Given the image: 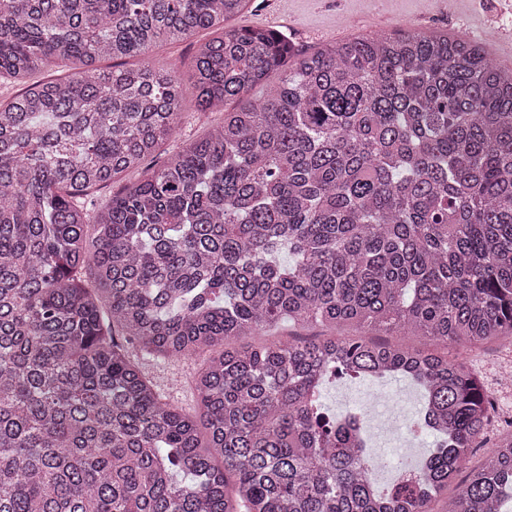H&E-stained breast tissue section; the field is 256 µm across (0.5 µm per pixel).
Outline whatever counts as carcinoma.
Listing matches in <instances>:
<instances>
[{
  "label": "carcinoma",
  "mask_w": 512,
  "mask_h": 512,
  "mask_svg": "<svg viewBox=\"0 0 512 512\" xmlns=\"http://www.w3.org/2000/svg\"><path fill=\"white\" fill-rule=\"evenodd\" d=\"M248 2L0 0V78L23 85L0 104V512H433L450 489L448 512H500L512 431L454 483L490 395L459 358L387 337L512 343V70L430 31L300 56L224 27ZM209 29L194 108H240L90 221L89 192L181 123L150 52ZM55 59L74 73L34 78ZM284 322L331 335L235 345ZM132 346L215 351L195 414ZM331 371L425 389L410 428L442 441L388 492L361 467V413L323 412Z\"/></svg>",
  "instance_id": "carcinoma-1"
}]
</instances>
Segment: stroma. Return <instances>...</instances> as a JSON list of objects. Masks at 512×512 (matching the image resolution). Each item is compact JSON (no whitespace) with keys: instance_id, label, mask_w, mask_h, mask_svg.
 Returning a JSON list of instances; mask_svg holds the SVG:
<instances>
[{"instance_id":"35a3bbf8","label":"stroma","mask_w":512,"mask_h":512,"mask_svg":"<svg viewBox=\"0 0 512 512\" xmlns=\"http://www.w3.org/2000/svg\"><path fill=\"white\" fill-rule=\"evenodd\" d=\"M226 26L278 31L309 54L331 39L345 41L377 31L432 30L481 42L498 65L512 63V0H251L247 9L229 19ZM211 37V32L201 31L183 42L159 44L153 52L157 62L175 68L185 98L194 94L196 50ZM234 108V103L229 102L220 110L185 112L178 133L143 160L140 168L124 173L112 187L91 190L89 212H99L109 205L114 191L136 182L144 170L158 167L190 142L221 125L225 113ZM449 352L459 356L491 394L495 416L488 425V434L499 435L503 420L512 419V383L501 378L502 371L512 367V345H454ZM141 363L158 392L185 411L195 410L194 378L201 359L173 362L145 356ZM375 387L385 391L392 401L391 426L373 421L366 424L367 452L382 462L373 476L378 486L384 488L393 481L388 466L420 463L434 446L433 439L425 433L413 434L407 429L421 407L418 387L402 377H341L323 389L320 401L329 414L340 417L366 407L367 395Z\"/></svg>"}]
</instances>
